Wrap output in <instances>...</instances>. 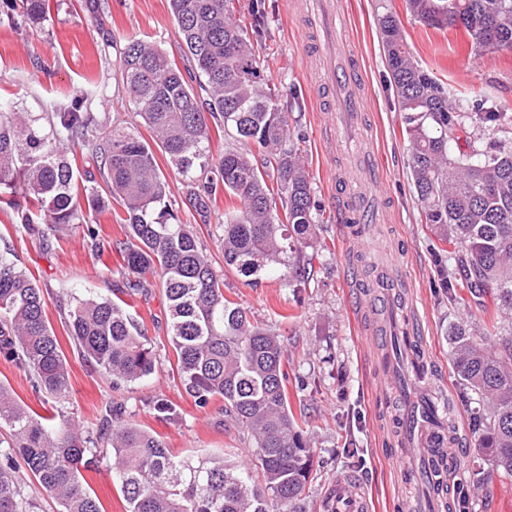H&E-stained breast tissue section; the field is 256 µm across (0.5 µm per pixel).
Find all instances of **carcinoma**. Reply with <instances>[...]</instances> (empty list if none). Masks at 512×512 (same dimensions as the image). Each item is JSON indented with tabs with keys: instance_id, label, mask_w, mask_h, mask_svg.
Returning <instances> with one entry per match:
<instances>
[{
	"instance_id": "carcinoma-1",
	"label": "carcinoma",
	"mask_w": 512,
	"mask_h": 512,
	"mask_svg": "<svg viewBox=\"0 0 512 512\" xmlns=\"http://www.w3.org/2000/svg\"><path fill=\"white\" fill-rule=\"evenodd\" d=\"M33 26L50 14L49 0H19ZM421 24L458 28L479 48L512 49V0H404ZM177 38L195 70L183 74L156 45L130 39L120 51L121 81L151 132L80 111L78 103L36 114L0 104V204L21 210L22 229L44 237L86 225L96 249L93 213L104 196L125 238L108 243L122 258L132 288L152 277L166 300L165 318L176 371L197 406L224 399V414L250 439L248 466L222 458L197 461L173 453L161 437L112 415L98 438L64 414L70 395L67 360L46 315L42 288L0 249V356L50 400L44 416L0 384V512H30L15 464L49 493L61 512H104L82 470L109 449L125 512H309L306 487L314 449L288 400L282 336L250 319L224 296V278L181 222L153 147L188 178L189 202L204 205L222 189L236 205L224 211V264L245 277L277 275L306 285L318 255L317 217L309 175L291 145L288 113L261 74L253 35L265 24V0H170ZM388 70L403 112L408 166L418 205L438 240L448 277L465 281L477 308L491 295L502 318L476 328L452 325V363L475 407L469 425L489 464L486 478L512 477V116L484 98H451L412 58L399 17L378 21ZM207 98L200 99L193 83ZM231 145L215 156L209 121ZM503 138L493 152L477 143ZM86 147L97 172L72 166ZM87 208H82L80 197ZM65 323L78 355L112 382L132 383L155 370L144 323L118 292L76 298Z\"/></svg>"
}]
</instances>
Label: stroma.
Masks as SVG:
<instances>
[{
    "label": "stroma",
    "mask_w": 512,
    "mask_h": 512,
    "mask_svg": "<svg viewBox=\"0 0 512 512\" xmlns=\"http://www.w3.org/2000/svg\"><path fill=\"white\" fill-rule=\"evenodd\" d=\"M336 3L349 16V35L366 84L365 133L384 164L382 222L360 226L341 220L347 204L360 198L361 186L342 179L348 157L324 110L325 73L302 44L311 26L305 0H266L267 19L257 46L268 61L262 71L267 83L297 91L296 98L282 96L278 104L297 121L298 147L320 210V236L328 246L314 260L310 282L301 288L271 276L252 282L225 266L218 226L229 198L217 194L207 214L199 215L186 201V182L164 161L160 167L171 186L172 207L184 223L194 225L213 265L222 270L225 296L285 340L288 399L292 406L305 408L315 448V478L308 490L311 512H322L327 487L340 477L363 480L375 512H410L414 487L393 464L399 451L396 418L401 403L389 389L390 361L371 343L375 321L367 307L386 256L402 261V288L418 308V342L431 361L425 384L454 406L462 463L451 479L450 512H512V478L485 477L487 462L470 434V408L462 399L448 344L452 324L467 318L481 323L496 307L489 298L484 310H476L468 288L443 286L444 275L435 262L441 243L416 201L403 114L389 82L378 18L389 10L400 16L415 60L453 96L487 97L509 113L512 50L479 49L463 30L424 27L407 15L404 0ZM50 9L42 26L0 27V99H23L33 112L75 99L82 111L109 116L147 135L119 81V52L126 38L136 36L154 42L172 60H181L169 0H50ZM0 235L10 242L18 264L46 292L47 316L68 362L71 394L66 412L93 430L106 407L118 406L124 419L161 436L176 454H223L237 464L251 459L250 444L224 416L223 400L198 407L181 385L160 289L137 300L156 368L140 381L113 383L76 353L64 317L72 297L104 295L123 286L120 257L92 250L79 226L44 249L38 238L16 225L14 213L5 206H0ZM158 398L175 404V421L153 414L150 403ZM464 492L469 495L465 505L460 502Z\"/></svg>",
    "instance_id": "35a3bbf8"
}]
</instances>
